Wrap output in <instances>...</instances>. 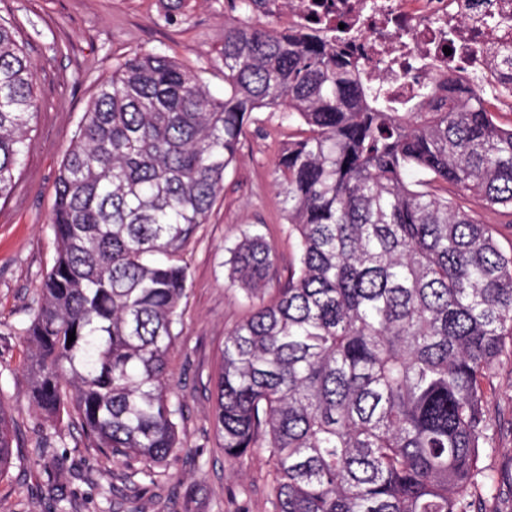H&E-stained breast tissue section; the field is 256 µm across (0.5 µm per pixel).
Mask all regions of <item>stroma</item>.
<instances>
[{
  "label": "stroma",
  "mask_w": 512,
  "mask_h": 512,
  "mask_svg": "<svg viewBox=\"0 0 512 512\" xmlns=\"http://www.w3.org/2000/svg\"><path fill=\"white\" fill-rule=\"evenodd\" d=\"M162 12L160 0H0V17L18 28L34 65L40 98L31 148L0 200V402L19 459L0 476V512L66 505L71 512H272L271 467L259 454L226 458L213 411L224 336L251 313L243 291L228 285L231 248L243 231H256L274 248L280 279L297 264L274 174L295 129L280 113H252L208 223L180 253L186 295L167 362L182 408L177 459L145 478L141 463L87 448L75 418L46 421L28 393L24 331L56 255L49 224L56 179L96 82L128 54L155 50L194 71L212 95L224 94V27L238 17L230 0H190L175 25ZM494 382L501 425L482 464L496 477L494 512H512V360L496 365Z\"/></svg>",
  "instance_id": "1"
}]
</instances>
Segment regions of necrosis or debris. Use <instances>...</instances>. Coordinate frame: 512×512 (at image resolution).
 I'll return each mask as SVG.
<instances>
[{
    "label": "necrosis or debris",
    "mask_w": 512,
    "mask_h": 512,
    "mask_svg": "<svg viewBox=\"0 0 512 512\" xmlns=\"http://www.w3.org/2000/svg\"><path fill=\"white\" fill-rule=\"evenodd\" d=\"M319 10L328 28L343 25V51L392 89L394 105L413 98L437 75L455 89L477 90L512 110L492 47L512 45V0H294L289 17L298 27ZM499 22L487 26L484 16Z\"/></svg>",
    "instance_id": "1"
}]
</instances>
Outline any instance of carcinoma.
I'll list each match as a JSON object with an SVG mask.
<instances>
[{
    "label": "carcinoma",
    "instance_id": "obj_1",
    "mask_svg": "<svg viewBox=\"0 0 512 512\" xmlns=\"http://www.w3.org/2000/svg\"><path fill=\"white\" fill-rule=\"evenodd\" d=\"M162 3L164 22L184 15L186 0ZM268 3L232 4L222 98L156 51L98 82L60 166L56 258L25 331L35 407L74 413L87 447L142 462L149 479L177 458L166 368L186 291L178 257L208 223L251 114L279 110L302 125L274 170L299 266L267 303L272 246L245 232L232 250L228 279L252 311L224 336V456L266 455L273 512H488L512 253L461 200L512 216V127L440 77L415 111L393 109L326 31L279 30ZM38 112L24 42L0 18V198ZM12 443L0 403V473Z\"/></svg>",
    "mask_w": 512,
    "mask_h": 512
}]
</instances>
